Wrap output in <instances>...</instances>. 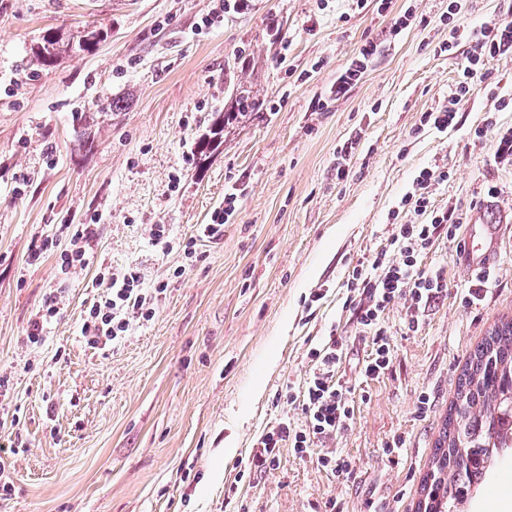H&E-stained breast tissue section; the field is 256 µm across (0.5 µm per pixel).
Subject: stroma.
<instances>
[{
    "instance_id": "35a3bbf8",
    "label": "stroma",
    "mask_w": 512,
    "mask_h": 512,
    "mask_svg": "<svg viewBox=\"0 0 512 512\" xmlns=\"http://www.w3.org/2000/svg\"><path fill=\"white\" fill-rule=\"evenodd\" d=\"M217 0H0V512H416L421 481L471 351L512 319V58L471 84L455 125L422 124L469 67L470 31L512 18V0H249L207 27ZM408 26L397 27L404 12ZM454 24H446L447 15ZM107 38L39 67L45 30ZM462 36L445 51L452 29ZM377 52L344 97L327 89L362 45ZM263 110L196 147L236 86ZM127 98L114 112L112 100ZM93 112L91 145L76 113ZM360 137L348 173L340 150ZM54 158H47L48 147ZM425 168L433 207L461 224L501 225L498 280L467 305L468 273L439 237L421 256L448 291L405 329L404 302L382 317L393 360L358 381L371 350L346 308L358 262L388 248L392 213ZM236 192L220 237L202 235ZM85 224L88 265L63 273L70 225ZM168 244L152 241L151 225ZM55 246L30 262L33 238ZM192 256H185V244ZM139 274L156 314L103 349L81 335L101 276ZM59 313L39 344L26 333L49 296ZM337 328L338 374L352 382L350 426L326 450L346 473L281 448L274 468L244 469L259 437L287 417L311 373L310 348ZM431 406L421 410L420 399ZM402 439L403 451L386 447ZM461 512H512V450Z\"/></svg>"
}]
</instances>
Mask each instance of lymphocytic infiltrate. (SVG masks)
I'll use <instances>...</instances> for the list:
<instances>
[{
  "mask_svg": "<svg viewBox=\"0 0 512 512\" xmlns=\"http://www.w3.org/2000/svg\"><path fill=\"white\" fill-rule=\"evenodd\" d=\"M475 52L465 82L459 83L451 106L436 112L423 113L422 123L437 128L453 125L457 116L455 102L469 92L468 82L480 74H487L490 65L512 57V19L495 21L491 26L473 33ZM447 179V172L433 174L422 170L415 179L416 189L402 199V207L417 215H429L423 224H399L395 227V250L376 254L370 266H354L346 280L347 302L352 305L357 327L371 339L372 349L359 368L365 380H376L389 370L392 363V344L387 327L382 321L384 310L396 300L407 305L406 326L409 331L419 328L422 308L436 301L448 288L443 272L422 267L420 257L431 246L435 237L447 235L456 240L459 220L454 210L433 209L426 190L433 177ZM152 295L140 286V277L129 272L113 278L107 297L93 300L86 311L82 331L85 341L94 348H105L119 342L129 329L131 319L151 320L155 309ZM307 357L312 373L301 396H289V404L299 405L304 416L300 426L281 421L263 434L250 459L251 466L273 467L280 448L290 447L299 456H306L314 448L323 446L338 432L347 428L354 414L349 399L351 388L337 377L336 369L343 357V342L329 335L320 346L310 348Z\"/></svg>",
  "mask_w": 512,
  "mask_h": 512,
  "instance_id": "f902f5d3",
  "label": "lymphocytic infiltrate"
}]
</instances>
